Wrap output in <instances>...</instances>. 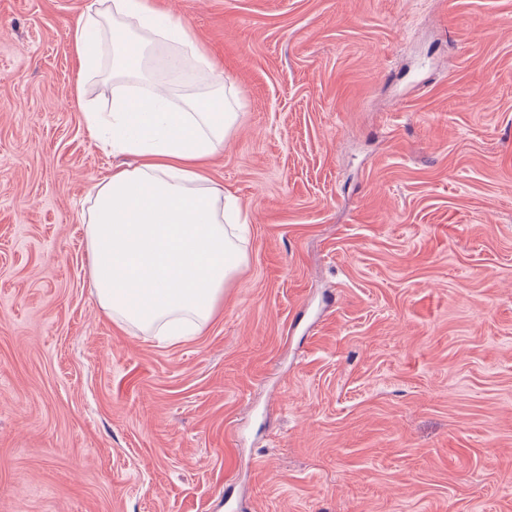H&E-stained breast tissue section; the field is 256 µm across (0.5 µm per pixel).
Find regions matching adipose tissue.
Returning a JSON list of instances; mask_svg holds the SVG:
<instances>
[{"instance_id": "1", "label": "adipose tissue", "mask_w": 512, "mask_h": 512, "mask_svg": "<svg viewBox=\"0 0 512 512\" xmlns=\"http://www.w3.org/2000/svg\"><path fill=\"white\" fill-rule=\"evenodd\" d=\"M159 41L174 49L172 68L189 58L215 74L189 26L150 0H89L71 50L85 71L111 52L113 79L142 84L116 94L111 111L85 115L94 140L136 158L97 185L85 226L90 284L112 320L176 340L196 335L213 317L247 262V227L226 223L237 200L208 173L237 115L212 92L173 103L149 74L146 51Z\"/></svg>"}]
</instances>
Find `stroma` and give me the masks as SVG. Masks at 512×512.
I'll list each match as a JSON object with an SVG mask.
<instances>
[{
    "label": "stroma",
    "instance_id": "35a3bbf8",
    "mask_svg": "<svg viewBox=\"0 0 512 512\" xmlns=\"http://www.w3.org/2000/svg\"><path fill=\"white\" fill-rule=\"evenodd\" d=\"M87 2L0 0V512H512V0H154L250 226L173 343L90 286Z\"/></svg>",
    "mask_w": 512,
    "mask_h": 512
}]
</instances>
